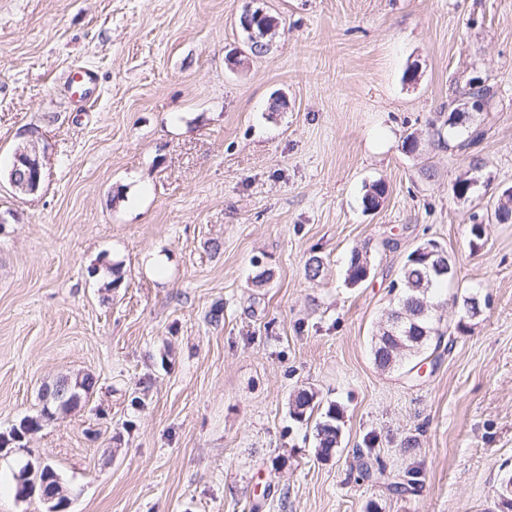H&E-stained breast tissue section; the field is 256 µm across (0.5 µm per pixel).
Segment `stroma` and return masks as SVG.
Listing matches in <instances>:
<instances>
[{"label": "stroma", "mask_w": 512, "mask_h": 512, "mask_svg": "<svg viewBox=\"0 0 512 512\" xmlns=\"http://www.w3.org/2000/svg\"><path fill=\"white\" fill-rule=\"evenodd\" d=\"M249 7L278 21L259 55ZM33 129L43 181L21 194ZM509 187L512 0H0V512H47L15 494L27 462L68 512H496L512 223L473 249L469 216ZM428 239L455 264L445 339L379 368L390 285ZM84 375L85 402L11 441L43 386ZM301 389L343 410L330 459L290 415ZM365 451L415 489L360 475ZM23 148L14 153L10 170V184L15 191L35 192L41 185L43 177L42 154L37 138L28 140Z\"/></svg>", "instance_id": "1"}]
</instances>
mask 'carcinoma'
<instances>
[{"mask_svg":"<svg viewBox=\"0 0 512 512\" xmlns=\"http://www.w3.org/2000/svg\"><path fill=\"white\" fill-rule=\"evenodd\" d=\"M386 192L385 185L380 182L372 184L366 191L363 203L365 207H378ZM486 210L490 211L497 222L506 223L512 219V188L503 191L495 200L487 202ZM485 215L476 213L470 216L469 232L471 245L480 246L485 235ZM367 257L359 251L351 253L347 268V281L356 284L363 280ZM431 261L421 257L407 256L400 275L391 283V288L398 293L394 309H406L411 321L392 330L390 324H385L380 331L373 347L376 364L386 369L403 358L416 357L429 349L431 341L441 344L446 330L443 329L441 317L435 314L432 303L434 292L442 287L454 275L453 265H448L446 277H438L431 270ZM319 416H314V413ZM290 414L297 421L315 420V441L318 454L328 458L338 448L336 427L339 426L341 410L331 404L321 412L319 405L314 402V393L305 389L299 391L292 399Z\"/></svg>","mask_w":512,"mask_h":512,"instance_id":"cac0c4a2","label":"carcinoma"}]
</instances>
